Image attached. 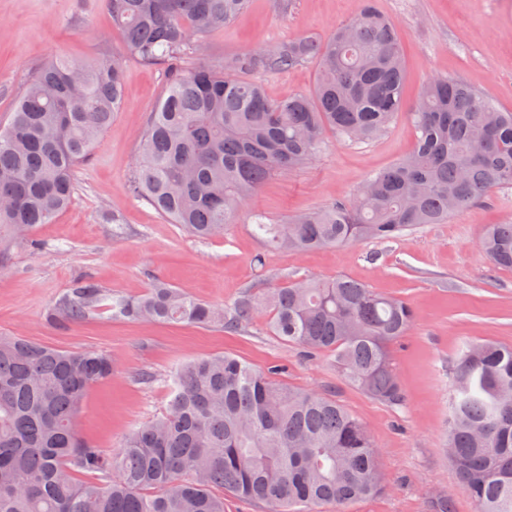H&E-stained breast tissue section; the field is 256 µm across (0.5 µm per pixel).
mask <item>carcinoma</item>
<instances>
[{"mask_svg":"<svg viewBox=\"0 0 512 512\" xmlns=\"http://www.w3.org/2000/svg\"><path fill=\"white\" fill-rule=\"evenodd\" d=\"M247 0H105L122 37L116 55L38 68L0 128V241L31 239L71 203L75 173L122 106V58L160 64L167 90L151 113L129 190L196 239L222 238L273 176L309 164L332 131L366 143L405 116L413 150L347 200L276 221L250 214L253 234L294 253L443 224L494 189L512 188V110L463 80L435 75L405 105L406 67L395 23L363 0L327 39L252 49L218 71L202 57L211 31ZM316 58L313 92L270 100L264 71ZM481 249L512 268V221L490 224ZM91 276L49 313L78 323L102 301ZM112 315L237 330L264 322L308 355L335 357L344 380L399 405L389 348L412 328L403 300L337 276L284 280L215 307L157 279L112 295ZM112 355L0 336V512H224V496L266 512H317L388 490L380 449L329 391L295 388L286 367L257 369L230 354L178 365L159 416L116 457L83 440L76 423L89 388L112 376ZM447 454L475 512H512V346L471 341L453 373Z\"/></svg>","mask_w":512,"mask_h":512,"instance_id":"1","label":"carcinoma"}]
</instances>
